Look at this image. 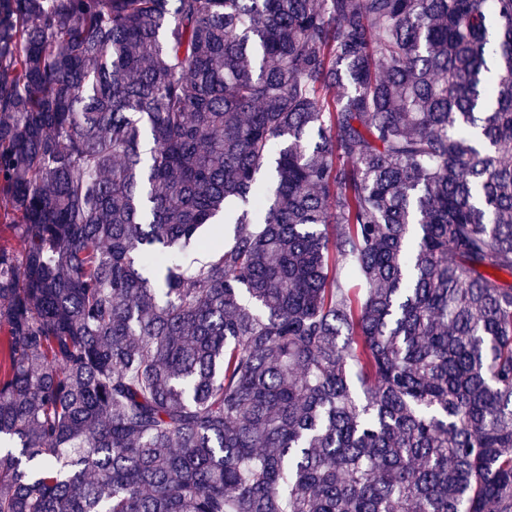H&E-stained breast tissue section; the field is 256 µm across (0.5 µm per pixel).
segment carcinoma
I'll list each match as a JSON object with an SVG mask.
<instances>
[{
	"mask_svg": "<svg viewBox=\"0 0 512 512\" xmlns=\"http://www.w3.org/2000/svg\"><path fill=\"white\" fill-rule=\"evenodd\" d=\"M0 229V512H512V0H0Z\"/></svg>",
	"mask_w": 512,
	"mask_h": 512,
	"instance_id": "cac0c4a2",
	"label": "carcinoma"
}]
</instances>
